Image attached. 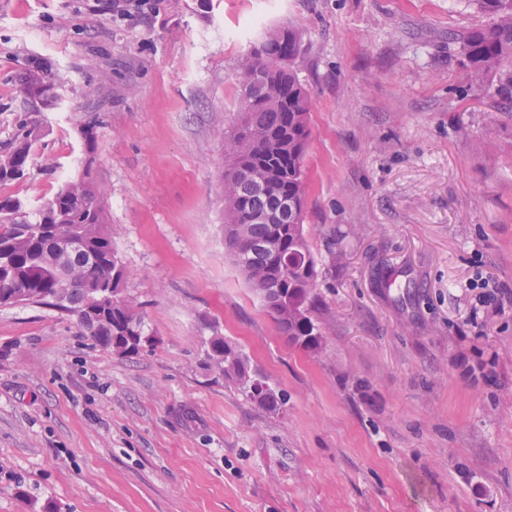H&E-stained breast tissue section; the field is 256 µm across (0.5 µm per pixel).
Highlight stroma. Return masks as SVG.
Instances as JSON below:
<instances>
[{"mask_svg":"<svg viewBox=\"0 0 512 512\" xmlns=\"http://www.w3.org/2000/svg\"><path fill=\"white\" fill-rule=\"evenodd\" d=\"M0 0V144L36 121L38 207L86 153L108 189L122 295L147 346L0 306V512H512V102L457 36L474 0ZM301 36L311 98L304 229L323 347L289 344L224 248L222 130L242 56ZM51 69L59 101L24 112ZM92 124L93 145L81 127ZM221 335L286 398L208 366Z\"/></svg>","mask_w":512,"mask_h":512,"instance_id":"1","label":"stroma"}]
</instances>
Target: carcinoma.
Returning a JSON list of instances; mask_svg holds the SVG:
<instances>
[{
	"label": "carcinoma",
	"instance_id": "obj_1",
	"mask_svg": "<svg viewBox=\"0 0 512 512\" xmlns=\"http://www.w3.org/2000/svg\"><path fill=\"white\" fill-rule=\"evenodd\" d=\"M475 4L492 22L463 37L462 52L474 79L494 76L497 94L507 99L512 95V0H475ZM299 50L295 30H273L237 67L238 75L256 76L249 91L240 93L238 106V111L247 113L255 142L244 148L235 126L224 134L225 155L250 167L264 187L244 177L224 180V242L280 333L292 345L315 354L323 342L314 320L319 302L316 259L303 224L311 99L296 74L278 60L285 55L291 60ZM35 84L40 87L36 103L46 109L54 106V76L41 69L29 75L26 87ZM38 134L34 122H19L10 141L0 148V185L25 178ZM106 195V187L93 176L88 152L81 172L57 187L36 220L30 219L20 198L0 196V304L33 303L73 313L96 343L126 355L140 350L129 344L128 337L143 336L141 320L127 301L104 306L96 320H85V309L99 305L90 289L116 290L126 278L107 228ZM288 203L298 207L297 215L271 223L254 221L255 215ZM60 227L83 238L97 254L94 265L80 252L58 258L54 232ZM206 345L214 367L262 408L276 411L285 405L284 396L256 377L248 357L224 337L212 336Z\"/></svg>",
	"mask_w": 512,
	"mask_h": 512
}]
</instances>
